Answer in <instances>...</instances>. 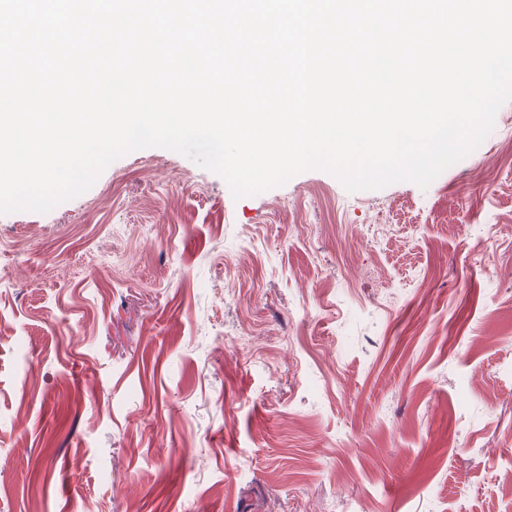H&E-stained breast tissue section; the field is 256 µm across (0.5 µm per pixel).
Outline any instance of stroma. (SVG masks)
<instances>
[{
	"label": "stroma",
	"instance_id": "stroma-1",
	"mask_svg": "<svg viewBox=\"0 0 512 512\" xmlns=\"http://www.w3.org/2000/svg\"><path fill=\"white\" fill-rule=\"evenodd\" d=\"M510 470L512 102L424 189L149 147L0 215V512H512Z\"/></svg>",
	"mask_w": 512,
	"mask_h": 512
}]
</instances>
